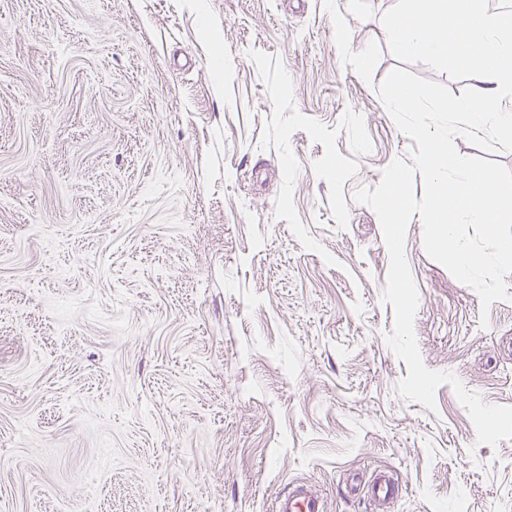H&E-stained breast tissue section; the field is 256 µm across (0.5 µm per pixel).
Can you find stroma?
<instances>
[{
	"instance_id": "35a3bbf8",
	"label": "stroma",
	"mask_w": 512,
	"mask_h": 512,
	"mask_svg": "<svg viewBox=\"0 0 512 512\" xmlns=\"http://www.w3.org/2000/svg\"><path fill=\"white\" fill-rule=\"evenodd\" d=\"M396 0H0V512H512V440L398 391L355 199L414 145ZM404 254L424 364L512 406V301ZM488 326H481V318ZM370 499L378 504H392L399 496L401 486L387 473L380 472L368 487ZM274 512H324L322 499L303 485L289 487L274 501Z\"/></svg>"
}]
</instances>
